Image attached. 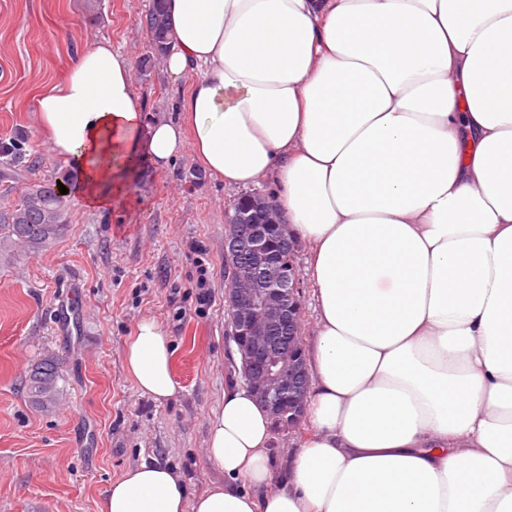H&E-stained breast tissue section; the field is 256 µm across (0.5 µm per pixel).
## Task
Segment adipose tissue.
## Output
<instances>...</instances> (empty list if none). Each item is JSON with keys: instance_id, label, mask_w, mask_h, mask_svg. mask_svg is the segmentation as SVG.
<instances>
[{"instance_id": "1", "label": "adipose tissue", "mask_w": 512, "mask_h": 512, "mask_svg": "<svg viewBox=\"0 0 512 512\" xmlns=\"http://www.w3.org/2000/svg\"><path fill=\"white\" fill-rule=\"evenodd\" d=\"M178 116L143 121L133 62L102 40L36 98L72 194L107 211L140 167L190 151L266 183L308 250L310 431L273 463L270 415L231 382L187 499L142 462L99 512H512V0H167ZM165 330L126 350L177 391Z\"/></svg>"}]
</instances>
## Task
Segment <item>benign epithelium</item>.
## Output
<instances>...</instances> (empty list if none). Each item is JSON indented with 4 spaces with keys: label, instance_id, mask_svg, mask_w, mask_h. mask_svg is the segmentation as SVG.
<instances>
[{
    "label": "benign epithelium",
    "instance_id": "benign-epithelium-1",
    "mask_svg": "<svg viewBox=\"0 0 512 512\" xmlns=\"http://www.w3.org/2000/svg\"><path fill=\"white\" fill-rule=\"evenodd\" d=\"M230 238L248 239L253 267L240 266L232 247H224L228 336L238 347L246 387L268 408L278 434L295 427L305 410L306 375L302 340L276 348L272 333L300 315L301 283L295 256L273 263L274 242L287 227L274 201L257 195L239 198L226 213Z\"/></svg>",
    "mask_w": 512,
    "mask_h": 512
}]
</instances>
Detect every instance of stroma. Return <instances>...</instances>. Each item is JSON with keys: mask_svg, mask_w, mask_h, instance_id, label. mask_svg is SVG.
Segmentation results:
<instances>
[{"mask_svg": "<svg viewBox=\"0 0 512 512\" xmlns=\"http://www.w3.org/2000/svg\"><path fill=\"white\" fill-rule=\"evenodd\" d=\"M150 2L0 0V144L21 146L19 163L0 156V215L20 188L69 171L43 145L35 101L75 51L111 40L134 63L145 119L175 115L178 96L143 24ZM240 196L185 152L167 171L142 168L109 213L68 202L58 238L0 264V512H98L111 482L145 460L176 467L192 497L223 480L206 441L225 383L241 378L224 284V215ZM147 318L174 351L178 389L163 402L142 394L125 364ZM47 354L64 399L41 412L24 382Z\"/></svg>", "mask_w": 512, "mask_h": 512, "instance_id": "obj_1", "label": "stroma"}]
</instances>
